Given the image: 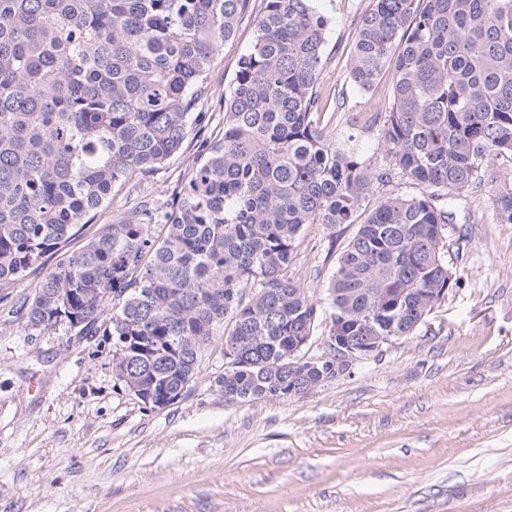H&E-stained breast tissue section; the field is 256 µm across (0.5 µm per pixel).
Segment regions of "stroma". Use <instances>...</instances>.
Masks as SVG:
<instances>
[{"instance_id": "1", "label": "stroma", "mask_w": 512, "mask_h": 512, "mask_svg": "<svg viewBox=\"0 0 512 512\" xmlns=\"http://www.w3.org/2000/svg\"><path fill=\"white\" fill-rule=\"evenodd\" d=\"M330 20L323 93L331 124L353 130L372 166L389 164L380 126L391 73L376 90L350 81L354 23L372 0H316ZM244 15L225 42L202 109L222 133L224 93L251 46ZM186 140L154 176L113 194L71 249L191 173ZM512 168L491 163L456 202L448 263L459 284L414 336L383 347L309 394L225 402L222 344L185 395L145 407L112 374L104 323L80 333L27 325L24 298L55 260L0 288V512H512V224L491 209ZM353 227L308 225L288 275L317 305Z\"/></svg>"}]
</instances>
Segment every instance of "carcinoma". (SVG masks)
Wrapping results in <instances>:
<instances>
[{
    "instance_id": "cac0c4a2",
    "label": "carcinoma",
    "mask_w": 512,
    "mask_h": 512,
    "mask_svg": "<svg viewBox=\"0 0 512 512\" xmlns=\"http://www.w3.org/2000/svg\"><path fill=\"white\" fill-rule=\"evenodd\" d=\"M351 81L394 74L382 117L393 190L332 137L319 79L329 18L315 0H0V288L66 248L130 180L180 152L215 55L256 11L224 93V133L201 138L188 183L128 212L47 272L23 307L33 329L110 312L112 374L169 406L216 337L236 358L230 403L320 385L291 368L292 337L322 314L288 276L309 224L356 225L327 286L329 335L412 336L449 284L454 201L492 161L512 163V0H372ZM492 208L512 222V192ZM381 304L388 313L368 322ZM123 336L131 337L118 344Z\"/></svg>"
}]
</instances>
